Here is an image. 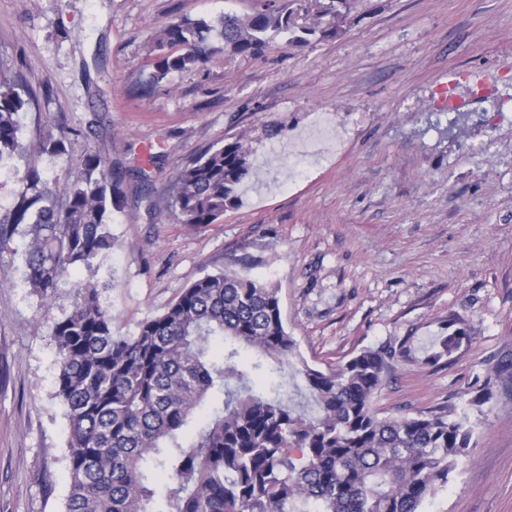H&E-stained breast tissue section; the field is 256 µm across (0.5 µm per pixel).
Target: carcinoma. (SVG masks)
I'll use <instances>...</instances> for the list:
<instances>
[{
    "instance_id": "cac0c4a2",
    "label": "carcinoma",
    "mask_w": 512,
    "mask_h": 512,
    "mask_svg": "<svg viewBox=\"0 0 512 512\" xmlns=\"http://www.w3.org/2000/svg\"><path fill=\"white\" fill-rule=\"evenodd\" d=\"M265 55L279 34L304 41L288 0H254L244 17L184 18L152 45L151 81L191 72L215 53ZM30 95L0 68V163L27 152L20 113ZM64 126L40 139L41 153L66 151ZM252 169L241 141L212 146L175 175L179 223L212 224L239 203ZM125 173L85 150L60 190L36 166L29 194L0 213V251L25 240L22 280L46 300L71 274L114 247L109 217L126 197ZM106 284H72L70 311L52 328L56 388L68 421L65 512H419L448 486L475 425L447 412L380 417L372 398L385 381L392 347L365 349L334 369L310 367L284 325L278 291L236 271L206 274L183 288L132 336L112 335ZM470 340L464 328L443 336L437 362ZM254 352L303 377L318 411L280 399L281 383L257 385Z\"/></svg>"
}]
</instances>
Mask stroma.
I'll return each mask as SVG.
<instances>
[{"instance_id":"35a3bbf8","label":"stroma","mask_w":512,"mask_h":512,"mask_svg":"<svg viewBox=\"0 0 512 512\" xmlns=\"http://www.w3.org/2000/svg\"><path fill=\"white\" fill-rule=\"evenodd\" d=\"M342 27L323 35L322 11ZM313 35L276 36L261 58L216 54L151 83L150 46L181 18L246 15L251 0H0V66L33 98L26 160L0 167V212L27 163L63 186L84 148L142 169L110 218L115 245L77 279L106 288L118 336L205 274L273 284L312 368L403 349L372 399L382 417L447 411L478 422L446 489L420 512H512V0H292ZM464 72L449 86L448 75ZM68 153L36 152L51 125ZM241 140L254 168L237 207L178 222L175 174ZM22 241L0 252V512H65L68 425L56 396L52 301L20 279ZM466 327L451 356L436 337ZM491 395L474 398L481 388Z\"/></svg>"}]
</instances>
